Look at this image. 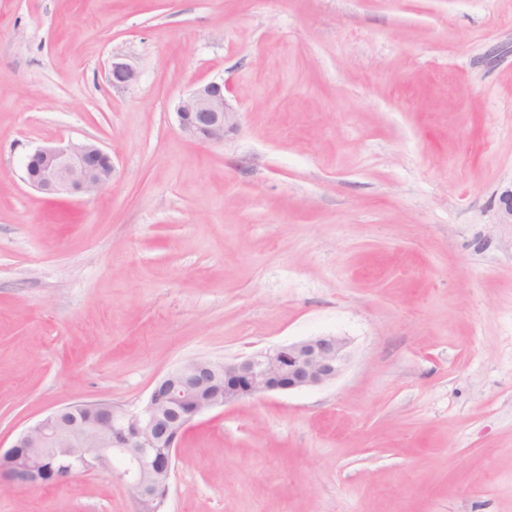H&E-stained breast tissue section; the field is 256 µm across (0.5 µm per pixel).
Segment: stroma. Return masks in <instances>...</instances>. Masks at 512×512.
<instances>
[{
    "label": "stroma",
    "mask_w": 512,
    "mask_h": 512,
    "mask_svg": "<svg viewBox=\"0 0 512 512\" xmlns=\"http://www.w3.org/2000/svg\"><path fill=\"white\" fill-rule=\"evenodd\" d=\"M210 81L237 126L204 145L176 106ZM68 140L98 193L25 182ZM510 185L512 0H0V448L332 334L333 382L184 431L164 512H512ZM0 512L135 502L100 471ZM112 157L90 142H60L33 150L25 181L49 195L84 196L99 192L111 179Z\"/></svg>",
    "instance_id": "stroma-1"
}]
</instances>
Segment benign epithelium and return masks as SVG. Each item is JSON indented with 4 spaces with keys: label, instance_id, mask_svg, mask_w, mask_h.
<instances>
[{
    "label": "benign epithelium",
    "instance_id": "7a95c632",
    "mask_svg": "<svg viewBox=\"0 0 512 512\" xmlns=\"http://www.w3.org/2000/svg\"><path fill=\"white\" fill-rule=\"evenodd\" d=\"M112 84L129 86L136 81L134 69L112 62ZM181 131L202 144L224 141L237 125L236 115L224 95V83L211 81L181 97L177 106ZM112 157L90 142H61L33 150L25 164V181L49 195L84 196L100 191L111 179ZM501 221L512 224V187L499 197ZM349 342L343 336L319 335L278 345L246 357L224 362L208 361L203 368L211 382L224 379V394L205 402L195 399L203 386L186 361L162 377L146 405L127 413L107 403L91 426L69 419L67 407L56 409L24 428L0 457L26 453L35 462L25 468L1 467L0 486L22 491L38 489L43 460L66 455L67 470L56 472L53 481L64 483L81 473H111L133 494L134 501L167 498L173 475V452L187 426L197 417L244 398L315 388L333 382L343 371Z\"/></svg>",
    "mask_w": 512,
    "mask_h": 512
}]
</instances>
